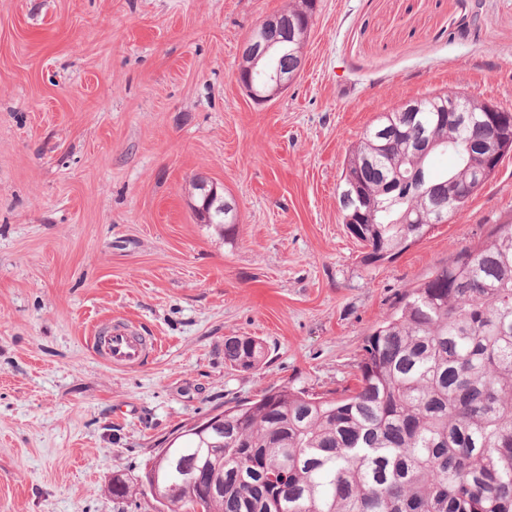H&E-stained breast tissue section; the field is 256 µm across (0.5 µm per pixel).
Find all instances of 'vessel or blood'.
Returning a JSON list of instances; mask_svg holds the SVG:
<instances>
[{
    "label": "vessel or blood",
    "mask_w": 512,
    "mask_h": 512,
    "mask_svg": "<svg viewBox=\"0 0 512 512\" xmlns=\"http://www.w3.org/2000/svg\"><path fill=\"white\" fill-rule=\"evenodd\" d=\"M96 355L117 368H135L144 363L152 350L150 337L135 333L125 323L114 321L103 324L92 336Z\"/></svg>",
    "instance_id": "b4317fda"
}]
</instances>
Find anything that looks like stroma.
<instances>
[{"label":"stroma","mask_w":512,"mask_h":512,"mask_svg":"<svg viewBox=\"0 0 512 512\" xmlns=\"http://www.w3.org/2000/svg\"><path fill=\"white\" fill-rule=\"evenodd\" d=\"M288 3L0 0V512H163L113 476L275 387H356L403 295L512 221V152L390 260L338 199L381 113L451 90L512 111V0H316L297 77L258 104L242 47ZM201 180L233 234L200 221ZM116 320L158 337L140 367L95 356ZM233 336L259 368L225 364ZM264 352L262 344L251 337L235 336L224 341V362L237 370L257 368L264 358Z\"/></svg>","instance_id":"35a3bbf8"}]
</instances>
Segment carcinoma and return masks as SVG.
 <instances>
[{
	"label": "carcinoma",
	"mask_w": 512,
	"mask_h": 512,
	"mask_svg": "<svg viewBox=\"0 0 512 512\" xmlns=\"http://www.w3.org/2000/svg\"><path fill=\"white\" fill-rule=\"evenodd\" d=\"M288 59L241 70H290ZM446 96L420 100L418 112H387L353 150L368 207L356 240L371 263L426 236L436 218L457 214L483 184L480 144L492 132L438 120ZM432 134L454 159L436 175L430 156L407 150ZM408 184L389 193L383 173ZM264 347L247 336L224 341V362L248 371ZM358 387L342 396L287 386L224 410V427L185 429L166 456L158 485L112 479V497L157 489L168 512H512V223L464 249L404 298L366 338ZM224 472V495L193 481L202 466Z\"/></svg>",
	"instance_id": "1"
}]
</instances>
